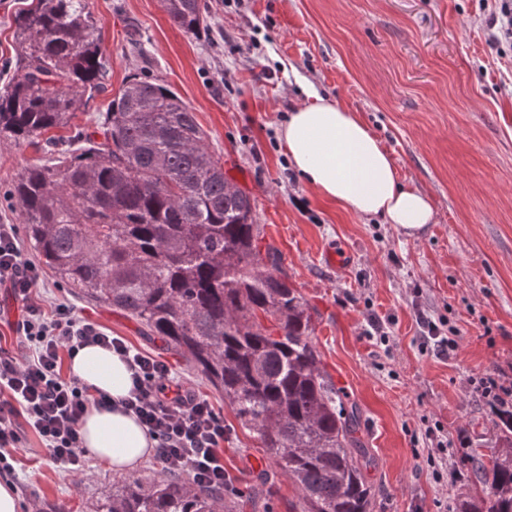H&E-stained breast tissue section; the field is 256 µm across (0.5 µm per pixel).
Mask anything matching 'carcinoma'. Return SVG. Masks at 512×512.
I'll return each instance as SVG.
<instances>
[{
  "mask_svg": "<svg viewBox=\"0 0 512 512\" xmlns=\"http://www.w3.org/2000/svg\"><path fill=\"white\" fill-rule=\"evenodd\" d=\"M196 35L202 0H161ZM17 77L0 89V138L51 154L7 198L40 262L78 295L135 320L202 373L299 491L300 512H369L360 416L325 372L313 313L288 283L254 200L229 190L195 112L160 81L131 79L89 133L73 123L105 91L110 57L86 0H28L14 17ZM61 129L66 139L50 135ZM502 450L471 457L480 493L455 512H512V410ZM94 512H233L224 489L164 468L112 484Z\"/></svg>",
  "mask_w": 512,
  "mask_h": 512,
  "instance_id": "obj_1",
  "label": "carcinoma"
}]
</instances>
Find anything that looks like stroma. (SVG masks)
Masks as SVG:
<instances>
[{
	"instance_id": "35a3bbf8",
	"label": "stroma",
	"mask_w": 512,
	"mask_h": 512,
	"mask_svg": "<svg viewBox=\"0 0 512 512\" xmlns=\"http://www.w3.org/2000/svg\"><path fill=\"white\" fill-rule=\"evenodd\" d=\"M0 0V87L16 72L13 19ZM112 61L108 91L77 118L94 130L111 92L158 79L195 111L228 178L255 201V221L314 313V341L356 403L375 461L371 512H453L473 496L470 454L499 451L496 407L479 390L512 385V71L491 54L478 0H205L199 36L174 26L160 0H88ZM321 96L357 112L389 151L402 183L426 193L435 220L409 236L323 201L288 162L289 112ZM0 141V224H21L3 198L37 160ZM342 256L332 264L328 252ZM45 311L57 305L133 349L164 359L175 382L224 420L219 452L235 512H298V492L238 424L223 396L131 318L88 302L42 270ZM455 345H423L425 321ZM16 455L20 512H91L117 475L95 458L53 462L26 432Z\"/></svg>"
}]
</instances>
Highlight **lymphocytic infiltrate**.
Instances as JSON below:
<instances>
[{"instance_id": "f902f5d3", "label": "lymphocytic infiltrate", "mask_w": 512, "mask_h": 512, "mask_svg": "<svg viewBox=\"0 0 512 512\" xmlns=\"http://www.w3.org/2000/svg\"><path fill=\"white\" fill-rule=\"evenodd\" d=\"M481 2L489 49L499 54L512 49V0ZM38 279L35 265L23 257L16 225L0 224V287L26 304V314L15 327L19 352L0 347V473H12L13 452L29 430L54 462L84 466L87 450L79 421L89 407H106L110 400L64 374L62 356L95 344L127 362L132 388L121 405L156 440L158 457L168 470L224 483V460L218 452L224 421L211 404L173 384L164 361L131 349L122 337L62 306L46 315L32 298Z\"/></svg>"}]
</instances>
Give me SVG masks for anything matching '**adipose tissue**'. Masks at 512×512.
Masks as SVG:
<instances>
[{
  "instance_id": "obj_1",
  "label": "adipose tissue",
  "mask_w": 512,
  "mask_h": 512,
  "mask_svg": "<svg viewBox=\"0 0 512 512\" xmlns=\"http://www.w3.org/2000/svg\"><path fill=\"white\" fill-rule=\"evenodd\" d=\"M281 137L290 164L320 197L364 217H382L408 234L433 223L430 197L400 182L376 135L340 102L319 98L297 107L289 113ZM69 372L116 402L131 388L126 361L97 345L80 348ZM79 432L88 453L115 471L136 467L155 446L135 417L118 405L90 409L79 423Z\"/></svg>"
}]
</instances>
